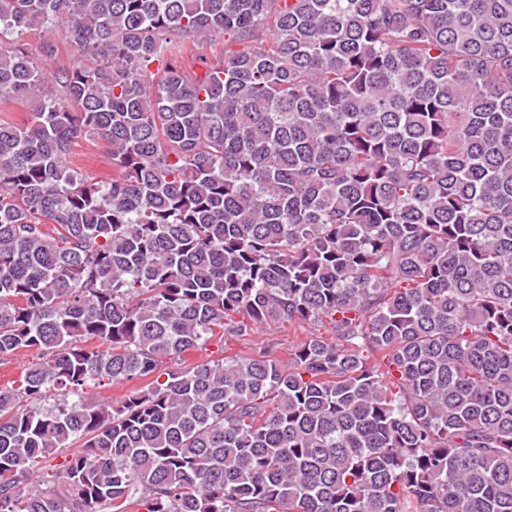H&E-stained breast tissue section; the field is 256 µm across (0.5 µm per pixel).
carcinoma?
<instances>
[{
    "mask_svg": "<svg viewBox=\"0 0 512 512\" xmlns=\"http://www.w3.org/2000/svg\"><path fill=\"white\" fill-rule=\"evenodd\" d=\"M293 321L331 336L186 364ZM23 351L0 512H512V0H0ZM72 148L71 158L82 170L101 181L112 180V159L105 147L79 141Z\"/></svg>",
    "mask_w": 512,
    "mask_h": 512,
    "instance_id": "carcinoma-1",
    "label": "carcinoma"
}]
</instances>
